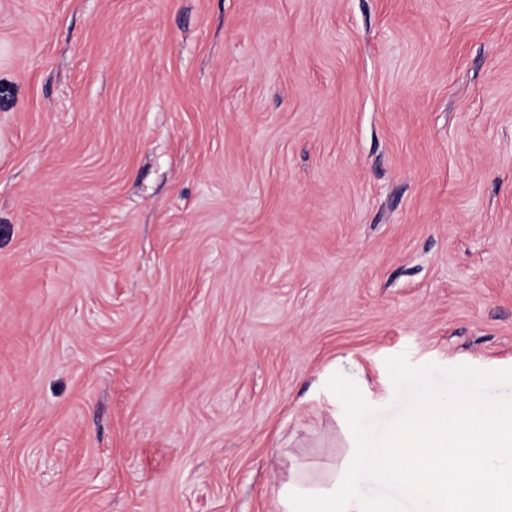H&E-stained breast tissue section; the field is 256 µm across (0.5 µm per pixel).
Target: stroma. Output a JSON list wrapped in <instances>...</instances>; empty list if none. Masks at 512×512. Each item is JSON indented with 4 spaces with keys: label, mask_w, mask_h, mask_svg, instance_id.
I'll use <instances>...</instances> for the list:
<instances>
[{
    "label": "stroma",
    "mask_w": 512,
    "mask_h": 512,
    "mask_svg": "<svg viewBox=\"0 0 512 512\" xmlns=\"http://www.w3.org/2000/svg\"><path fill=\"white\" fill-rule=\"evenodd\" d=\"M401 353L512 368V0H0V512H278Z\"/></svg>",
    "instance_id": "stroma-1"
}]
</instances>
